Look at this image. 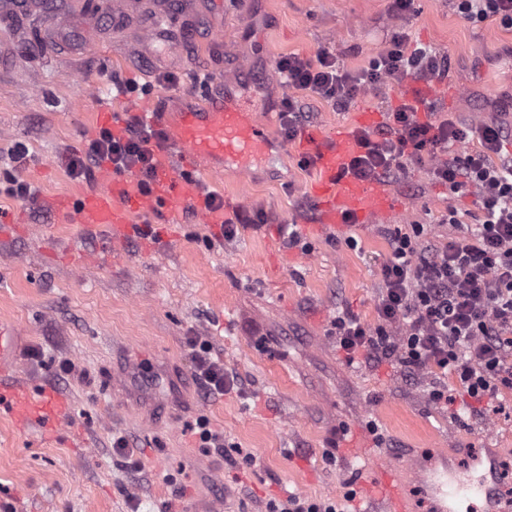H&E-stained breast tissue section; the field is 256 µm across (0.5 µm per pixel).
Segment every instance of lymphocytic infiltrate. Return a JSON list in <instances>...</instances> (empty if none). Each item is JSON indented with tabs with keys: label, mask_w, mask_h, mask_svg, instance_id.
Returning <instances> with one entry per match:
<instances>
[{
	"label": "lymphocytic infiltrate",
	"mask_w": 512,
	"mask_h": 512,
	"mask_svg": "<svg viewBox=\"0 0 512 512\" xmlns=\"http://www.w3.org/2000/svg\"><path fill=\"white\" fill-rule=\"evenodd\" d=\"M456 14L473 24L494 21L512 28V0H451ZM287 90L281 99L280 129L295 139L307 122L301 100L310 97L344 109L370 89L413 81L433 86L448 74L445 56L428 48H407L394 33L389 49L360 71L345 69L336 56L320 50L309 58L292 53L278 62ZM434 112L420 97L391 108L387 136L372 140L362 132L364 151L347 168L359 179L383 181L407 164L429 163L436 182L452 193L474 196L481 223L464 225L457 209L447 222L453 237L442 246L422 243L424 227L412 225L390 238L377 299L378 323L369 326L347 313L333 322L337 347L348 362L395 360L409 374H440L427 392L438 408L484 414L503 407L512 391V154L504 141L512 132L502 121L474 125L461 116L420 121L419 110ZM477 147H469L470 137ZM163 129L132 116L122 134L100 129L79 150L68 152L71 177L89 179L94 168L111 163L135 171L139 188L156 176L155 147L167 142ZM195 372L207 394L234 386L222 361L207 343L193 340Z\"/></svg>",
	"instance_id": "obj_1"
}]
</instances>
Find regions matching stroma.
Returning a JSON list of instances; mask_svg holds the SVG:
<instances>
[{"label":"stroma","mask_w":512,"mask_h":512,"mask_svg":"<svg viewBox=\"0 0 512 512\" xmlns=\"http://www.w3.org/2000/svg\"><path fill=\"white\" fill-rule=\"evenodd\" d=\"M392 0H194L168 10L166 39L154 0L113 23V0H21L0 14V180L29 182L33 198L0 197L16 221L0 236V323L17 328V370L68 402L62 434L23 433L0 418V508L7 512H267L294 492L314 499L354 494L362 457L338 442L359 429L374 447L404 462L431 450L512 448V408L469 415L434 408L433 375L413 378L396 362L348 363L332 322L348 310L377 322L389 234L427 228L445 244L449 208L477 224L469 194L450 193L428 168L411 164L390 180L399 211L333 234L317 229L314 167L280 130L277 63L321 49L358 71L384 52L393 32L410 47L448 58V75L426 95L438 113L490 120L512 113V29L476 26L448 0H413L404 19ZM197 29L193 52L182 47ZM180 83L157 84L162 70ZM149 86L140 105L198 103L223 89L250 100L273 147L248 175L225 169L205 188L224 199L234 238L190 209L148 218V236L98 260L105 232L59 220L47 199L87 193L97 180L69 176L63 157L95 137L98 113L123 112L129 97L113 79ZM381 86L347 110L307 101L305 134L356 128L360 112L387 115L406 99ZM28 158L15 166L12 152ZM265 221L254 222L256 211ZM282 224L301 242L285 247ZM209 344L235 379L205 396L189 337ZM208 419L235 460L207 448L192 429ZM125 437L129 454L113 441Z\"/></svg>","instance_id":"35a3bbf8"}]
</instances>
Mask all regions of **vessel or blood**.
<instances>
[{
	"instance_id": "b4317fda",
	"label": "vessel or blood",
	"mask_w": 512,
	"mask_h": 512,
	"mask_svg": "<svg viewBox=\"0 0 512 512\" xmlns=\"http://www.w3.org/2000/svg\"><path fill=\"white\" fill-rule=\"evenodd\" d=\"M151 125L169 129L167 145L157 148L160 164L151 186L140 190L132 172L103 164L99 187L79 197L58 199L54 208L62 222L105 228L110 245L141 237L146 227L134 223L133 214L153 217L190 206L206 224H218L223 214L211 210L202 191V177H216L225 165L245 171L251 158L270 149L251 107L244 100L215 94L200 107L179 112L157 106L140 113ZM308 151L317 162L319 176L313 186L318 199L321 230L341 229L345 217L365 221L395 213L392 195L380 184L343 178L342 172L360 151L354 135L346 131L321 139L310 138ZM20 349L13 327L0 324V415L19 430H57L68 413V402L55 393H37L34 386L16 380L13 369ZM352 454L367 460L369 473L358 486L357 503L364 512H409L414 486L407 482L403 465L387 461L370 444H352ZM493 468L430 470L422 475L428 512H448L449 504L468 512H498Z\"/></svg>"
}]
</instances>
